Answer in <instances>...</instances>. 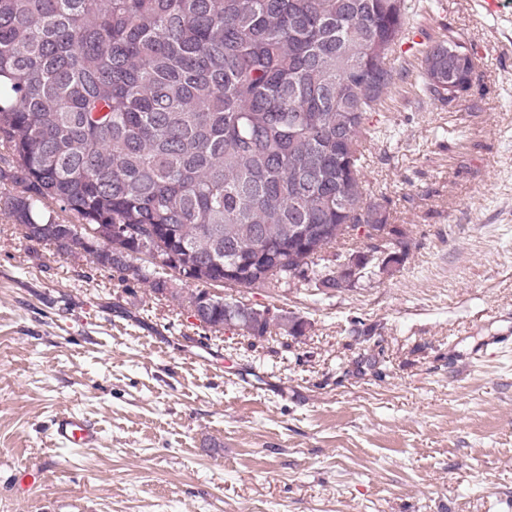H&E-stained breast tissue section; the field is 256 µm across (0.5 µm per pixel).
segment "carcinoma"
Wrapping results in <instances>:
<instances>
[{"mask_svg": "<svg viewBox=\"0 0 512 512\" xmlns=\"http://www.w3.org/2000/svg\"><path fill=\"white\" fill-rule=\"evenodd\" d=\"M407 0H0V201L21 237L146 283L210 330L303 336L307 322L203 301L298 279L314 291L400 264L408 241L366 198L369 113L407 78L390 63ZM414 87L453 102L475 62L441 37ZM124 224L101 261L91 230ZM368 243L348 246L351 227ZM182 268L192 288L172 287Z\"/></svg>", "mask_w": 512, "mask_h": 512, "instance_id": "cac0c4a2", "label": "carcinoma"}]
</instances>
